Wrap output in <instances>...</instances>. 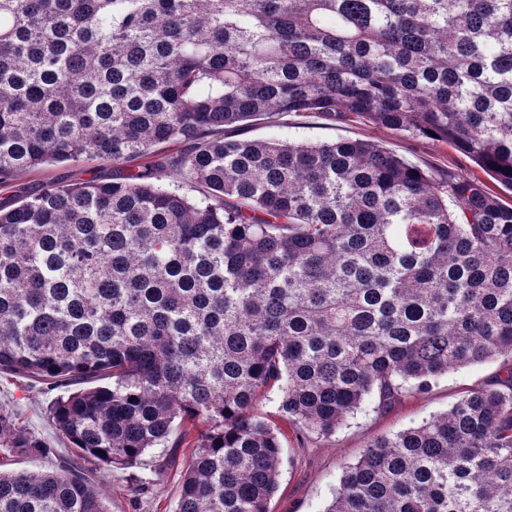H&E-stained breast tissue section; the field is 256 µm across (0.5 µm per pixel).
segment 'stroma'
Listing matches in <instances>:
<instances>
[{
    "label": "stroma",
    "instance_id": "1",
    "mask_svg": "<svg viewBox=\"0 0 512 512\" xmlns=\"http://www.w3.org/2000/svg\"><path fill=\"white\" fill-rule=\"evenodd\" d=\"M285 136L309 142L337 139L367 140L405 157L429 173L451 171L463 177L484 178V171L458 150L431 140L402 133L356 118L336 122L315 112H292L285 116ZM112 165L97 161L67 162L20 175L10 186H0V204L14 200L21 191H34L44 183L59 179L68 183L111 179ZM500 368L490 362L449 373L424 394L408 397L390 412L358 414L349 425L327 440H310L298 446L292 430L283 437L284 461L279 488L271 502L272 512H324L331 502L346 465L355 463L369 438L401 430L446 411L465 391L483 383ZM54 391L24 378L0 377V407L11 410L32 435L45 439L56 450L41 459L19 456L1 464L7 470L41 472L56 468L61 457L71 456L69 442L53 426L48 406ZM183 461L165 464L158 452L142 462L113 471L88 467L87 474L111 512H175L179 497Z\"/></svg>",
    "mask_w": 512,
    "mask_h": 512
}]
</instances>
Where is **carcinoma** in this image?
Masks as SVG:
<instances>
[{
    "label": "carcinoma",
    "mask_w": 512,
    "mask_h": 512,
    "mask_svg": "<svg viewBox=\"0 0 512 512\" xmlns=\"http://www.w3.org/2000/svg\"><path fill=\"white\" fill-rule=\"evenodd\" d=\"M355 115L512 190V0H0V375L62 387L112 470L191 448L176 512H270L282 431L328 440L508 360L370 439L324 512H512V206L363 140L228 139ZM177 144L158 156L159 146ZM53 453L0 407V457ZM0 512H110L81 467L0 470ZM115 174L112 164L97 161L67 162L55 167L36 170L20 175L8 187L0 186V204L13 201L21 191H35L46 182L59 179L67 183L88 180H109Z\"/></svg>",
    "instance_id": "carcinoma-1"
}]
</instances>
